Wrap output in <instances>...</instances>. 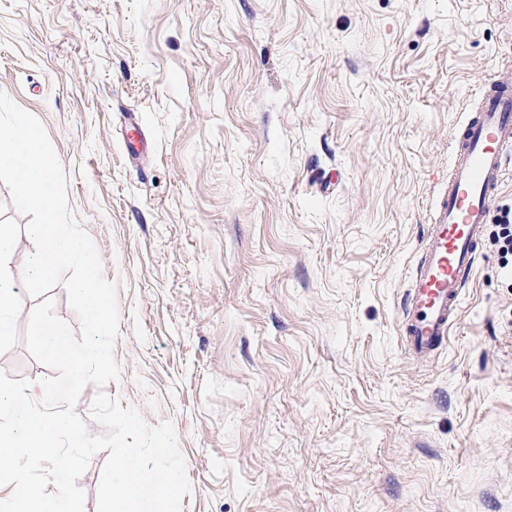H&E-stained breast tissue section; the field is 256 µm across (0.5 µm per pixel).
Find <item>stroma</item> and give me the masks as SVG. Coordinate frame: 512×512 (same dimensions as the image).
<instances>
[{
  "mask_svg": "<svg viewBox=\"0 0 512 512\" xmlns=\"http://www.w3.org/2000/svg\"><path fill=\"white\" fill-rule=\"evenodd\" d=\"M512 0H0L120 311L106 391L171 422L183 512H512V282L488 241L445 346L402 309ZM149 149L125 153V115ZM29 215L0 183L21 280ZM18 291L0 371L54 376Z\"/></svg>",
  "mask_w": 512,
  "mask_h": 512,
  "instance_id": "1",
  "label": "stroma"
}]
</instances>
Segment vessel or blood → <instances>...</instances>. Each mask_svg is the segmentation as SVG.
<instances>
[{"label": "vessel or blood", "mask_w": 512, "mask_h": 512, "mask_svg": "<svg viewBox=\"0 0 512 512\" xmlns=\"http://www.w3.org/2000/svg\"><path fill=\"white\" fill-rule=\"evenodd\" d=\"M478 93V110L454 137L448 179L410 277L404 343L422 359L439 351L459 313L491 205L512 167V74L502 73Z\"/></svg>", "instance_id": "b4317fda"}]
</instances>
